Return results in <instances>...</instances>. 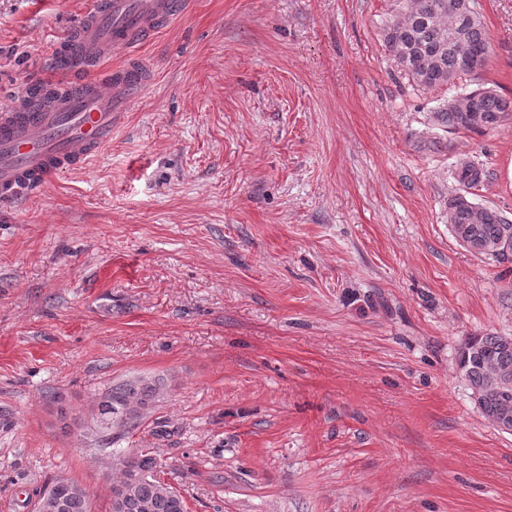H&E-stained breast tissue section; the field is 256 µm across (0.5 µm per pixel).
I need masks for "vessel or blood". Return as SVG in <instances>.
Wrapping results in <instances>:
<instances>
[{
	"instance_id": "vessel-or-blood-1",
	"label": "vessel or blood",
	"mask_w": 512,
	"mask_h": 512,
	"mask_svg": "<svg viewBox=\"0 0 512 512\" xmlns=\"http://www.w3.org/2000/svg\"><path fill=\"white\" fill-rule=\"evenodd\" d=\"M184 6V0H96L68 48L83 80L56 84L43 104L24 102L0 113V198L40 188L111 143L131 91L145 84L146 75L125 65L110 69L103 82L93 74L97 62L138 48Z\"/></svg>"
}]
</instances>
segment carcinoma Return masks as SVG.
<instances>
[{
    "label": "carcinoma",
    "instance_id": "carcinoma-1",
    "mask_svg": "<svg viewBox=\"0 0 512 512\" xmlns=\"http://www.w3.org/2000/svg\"><path fill=\"white\" fill-rule=\"evenodd\" d=\"M383 43L399 71L422 89L454 83L471 71L461 63L466 50L482 59L489 56L487 31L474 0H399L395 14L382 29ZM475 112H459L453 106L434 113L438 124L450 131L493 130L512 115V97L489 88L471 91ZM484 167L471 160L459 162L454 179L459 192L448 199V226L454 238L470 252L507 259L512 256V220L501 211L470 205L472 191L487 179ZM458 368L469 383L475 405L490 421H506L512 427V336H469L458 351ZM162 386L142 377L112 384L103 395L114 413L128 421L102 434L117 439L137 428L143 413L160 396ZM157 459L148 452L118 457L112 484L123 489L125 512H186L183 497L156 477ZM90 494L83 490L64 500L62 512H90Z\"/></svg>",
    "mask_w": 512,
    "mask_h": 512
}]
</instances>
